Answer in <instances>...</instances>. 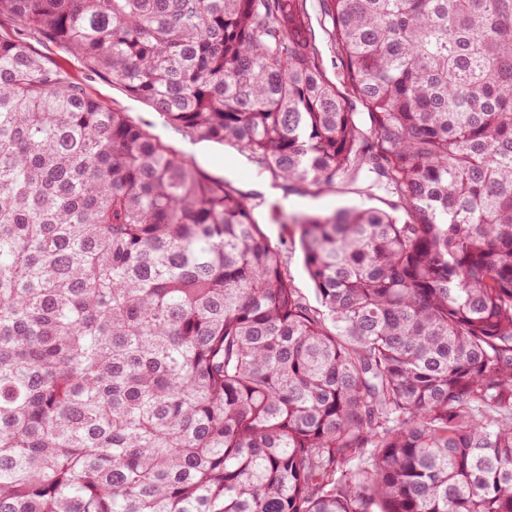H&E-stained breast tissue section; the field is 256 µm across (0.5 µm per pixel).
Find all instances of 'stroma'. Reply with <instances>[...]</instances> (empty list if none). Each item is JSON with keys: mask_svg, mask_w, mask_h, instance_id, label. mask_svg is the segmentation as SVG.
I'll return each mask as SVG.
<instances>
[{"mask_svg": "<svg viewBox=\"0 0 512 512\" xmlns=\"http://www.w3.org/2000/svg\"><path fill=\"white\" fill-rule=\"evenodd\" d=\"M305 8L319 48V67L339 92H346L342 59L321 24L320 0H306ZM29 45L34 52L58 64L68 77L81 84L106 107L127 113L130 120L160 140L169 150L191 156L204 172L229 181L242 193L260 196L262 203L257 207L255 217L264 235L277 248L281 264L293 287L309 305H316L317 300L304 267L299 227L289 223V214H328L339 207L361 204L382 210L390 207L392 199L382 191H366L364 182L354 183L343 176L337 177L331 186L314 194H285L269 171L249 162L235 148L211 141L194 140L189 133L166 123L148 103L131 96L119 83L105 74L93 71L59 46L37 36L30 38Z\"/></svg>", "mask_w": 512, "mask_h": 512, "instance_id": "35a3bbf8", "label": "stroma"}]
</instances>
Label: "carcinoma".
<instances>
[{
    "label": "carcinoma",
    "mask_w": 512,
    "mask_h": 512,
    "mask_svg": "<svg viewBox=\"0 0 512 512\" xmlns=\"http://www.w3.org/2000/svg\"><path fill=\"white\" fill-rule=\"evenodd\" d=\"M0 0V512H512V0ZM37 34L288 188L252 205ZM320 1L321 0H306L304 4L307 13L310 16L312 30L315 32L316 43L319 48V67L326 78L336 86V89L343 96H346L348 99L355 101V99L351 97L353 94H351L349 89L346 87V84L344 83V69L342 59L337 54L334 45L331 43L321 24ZM354 101L352 102L354 105L356 104L355 112L364 111L359 102ZM31 49L55 62L73 81L81 84L93 97L109 109L127 112L130 120L144 131L160 140L169 150L191 156L199 167L212 177L223 178L248 195H260L254 203L263 202L255 210L261 231L277 248L282 267L291 283L306 302L318 306L313 284L304 267L299 243V226L288 223V214L294 212L329 214L343 206L361 205L391 212L393 198L380 190L366 192V183L351 182L339 176L335 182L316 194L286 195L280 181H276L266 169L247 160L230 145L211 141H193L192 135L178 130L168 123L148 103L131 96L117 82L105 74L94 72L83 61L71 56L55 44L41 37L28 39ZM278 185V186H276ZM277 211L272 215V207Z\"/></svg>",
    "instance_id": "cac0c4a2"
}]
</instances>
